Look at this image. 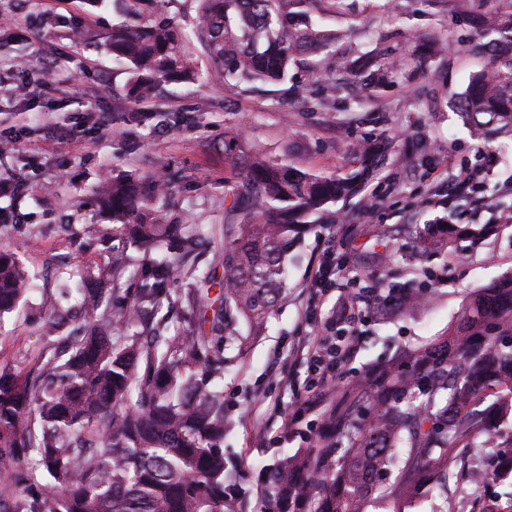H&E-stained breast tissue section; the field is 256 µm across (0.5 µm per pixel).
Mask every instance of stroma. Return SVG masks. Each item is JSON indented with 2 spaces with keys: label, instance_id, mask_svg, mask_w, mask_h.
<instances>
[{
  "label": "stroma",
  "instance_id": "1",
  "mask_svg": "<svg viewBox=\"0 0 512 512\" xmlns=\"http://www.w3.org/2000/svg\"><path fill=\"white\" fill-rule=\"evenodd\" d=\"M358 27L335 16L331 0L317 11L341 42L362 43L370 27L384 52L404 49L409 35L436 37L445 50L425 66L407 62L378 100L362 107L321 105L315 93L301 98L288 83L251 86L224 80L211 60L197 54L209 74L206 84H170L147 109L176 112L180 121L164 130L132 129L118 118L130 111L127 75L103 47L118 19L111 6L91 0H0L16 43L33 46L35 67L50 73L47 87L0 110V138L16 149L0 156V194L10 213L0 226V246L15 251L33 277L26 301L0 316V370L27 372L46 345L44 325L61 288L78 270L105 267L112 221L89 204L92 188L112 170L177 173L165 218L223 225L224 183L236 167L224 140L242 150L287 158L298 170L349 177L358 172L357 148L388 136L392 147L361 195L334 206L336 221L313 224L288 250V295L244 355L224 372L229 407L224 455L244 469L249 488L278 457L306 447L321 426L307 415L287 431L284 418L300 397L290 380L301 372L298 346L322 332L321 317L333 307L347 277L376 288L365 311V339L329 396L359 419L373 415L363 393L367 371L384 363L407 368L418 349L447 335L463 305L479 289L512 273V224L499 221L512 208V139L484 143L456 110L452 96L464 92L484 57L482 36L472 23L479 0H356ZM53 17L55 26L43 23ZM80 23L83 44L69 35ZM493 163H486V154ZM476 172L487 190L463 199L448 191L452 175ZM486 224L480 240L456 239L448 251L424 249L428 225ZM340 269L326 289L312 286L325 258ZM512 504V477L476 497L467 474L448 482L447 492L417 501L406 512H481L482 499Z\"/></svg>",
  "mask_w": 512,
  "mask_h": 512
}]
</instances>
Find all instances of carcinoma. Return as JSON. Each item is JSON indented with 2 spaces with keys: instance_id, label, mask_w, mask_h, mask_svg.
<instances>
[{
  "instance_id": "1",
  "label": "carcinoma",
  "mask_w": 512,
  "mask_h": 512,
  "mask_svg": "<svg viewBox=\"0 0 512 512\" xmlns=\"http://www.w3.org/2000/svg\"><path fill=\"white\" fill-rule=\"evenodd\" d=\"M135 2L145 10L113 24L107 44L129 74L127 98L141 103L166 84L200 81L181 28L152 11L158 0ZM197 2L200 43L237 85L283 83L300 57L336 47L315 0ZM483 2L485 63L454 103L480 136L512 137V52L497 49L512 45V0ZM406 61L351 46L339 58L349 79L321 81L319 99L372 100ZM16 81L35 89L43 74L23 70ZM149 119L167 126L173 114L120 117L131 126ZM362 156V170L344 178L301 173L259 153L247 158L237 180L224 182V197H232L224 246L203 269L191 254L213 243L216 227L167 224L156 210L175 188L174 174L114 173L97 187L92 201L112 216L117 242L112 279L82 270L81 302L51 306L49 335L65 355L44 354L25 375L0 371V464L12 468L0 480V512H254L242 474L220 448L226 415L218 382L240 362L233 351L260 335L282 299L291 233L336 220L331 206L373 175L375 155L364 148ZM131 249L143 256L136 267ZM125 277L136 280L135 291ZM28 278L15 254L0 249V314L24 299ZM176 302L188 314L172 332L162 310ZM364 384L372 420L330 409L324 439L278 458L265 476L262 491L280 512H366L376 493L412 502L462 463L460 449L512 447V431L503 429L512 420V275L481 289L448 336L413 353L409 370L387 365ZM397 391L411 401H392ZM483 395L493 400L480 410ZM39 470L51 486L40 483ZM391 470L396 481L378 485ZM508 473L512 454L491 469L471 468L478 487Z\"/></svg>"
}]
</instances>
